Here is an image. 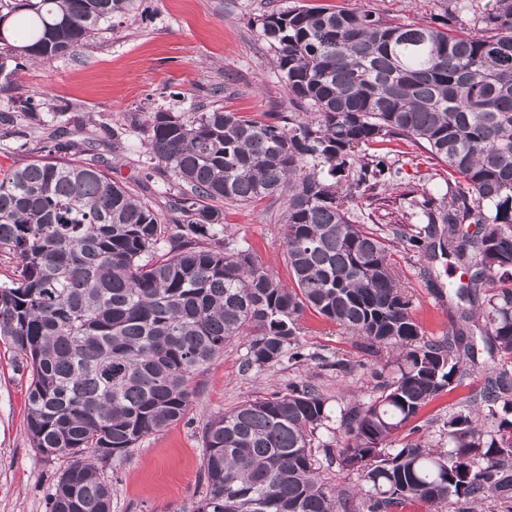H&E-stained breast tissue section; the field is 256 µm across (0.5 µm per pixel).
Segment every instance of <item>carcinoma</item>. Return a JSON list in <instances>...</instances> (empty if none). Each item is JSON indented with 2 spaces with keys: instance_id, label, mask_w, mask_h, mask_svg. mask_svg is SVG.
<instances>
[{
  "instance_id": "obj_1",
  "label": "carcinoma",
  "mask_w": 512,
  "mask_h": 512,
  "mask_svg": "<svg viewBox=\"0 0 512 512\" xmlns=\"http://www.w3.org/2000/svg\"><path fill=\"white\" fill-rule=\"evenodd\" d=\"M21 6L26 41L6 30L0 44L48 61L134 0H0V21ZM256 23L301 111L136 114L131 126L165 163L169 223L75 157L49 153L0 178V257L18 259L0 284V338L30 366L36 454L72 459L47 512H110L101 465L181 420L201 368L232 340L247 337L249 368L303 361L308 310L367 355L400 352L393 370L374 371L367 399L346 405L292 383L210 416L207 490L194 512H403L412 502L512 512V0L482 8L476 32L297 6ZM38 109L20 95L0 122L34 124ZM399 142L441 163L444 187L404 182L391 159ZM267 198L283 210L287 285L224 230V205ZM364 199L368 224L345 206ZM400 243L451 257L468 276L437 340L423 338L401 289L391 262ZM475 309L502 367L456 402L448 447L396 444L420 431L434 399L463 386ZM479 400L482 421L471 411ZM318 452L354 490L327 486Z\"/></svg>"
}]
</instances>
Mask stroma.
<instances>
[{"instance_id": "35a3bbf8", "label": "stroma", "mask_w": 512, "mask_h": 512, "mask_svg": "<svg viewBox=\"0 0 512 512\" xmlns=\"http://www.w3.org/2000/svg\"><path fill=\"white\" fill-rule=\"evenodd\" d=\"M133 12L112 19L111 30L97 35L71 55L36 62L10 57V87L0 90V113L14 97L40 101L39 128L0 126V175L55 149L53 130L77 157L95 160L113 182L163 204L164 166L151 159L144 132H130L137 112H190L213 105L251 118L288 107L284 81L273 62L274 51L260 35L259 16L287 6L369 10L401 23L445 18L450 0H135ZM227 231L248 242L257 260L288 281L281 212L269 201L224 208ZM394 257L415 301L414 314L426 337L444 335L456 314L461 271L449 260H428L398 246ZM432 270L424 279L423 267ZM301 342L313 361L245 369V339L234 340L224 355L205 366L194 383L185 417L146 437L127 454L112 458L105 475L112 483L111 512H192L207 485L201 472L202 429L207 418L231 411L245 401L306 380L327 397L347 403L366 397L373 365H390L397 354L372 357L351 344L344 330L308 313ZM474 358H462L463 387L435 399L422 413L423 440L437 444L454 403L479 390L498 364V354L475 337ZM341 355L355 360L351 374L337 373L327 360ZM29 373L17 353L0 341V512H47L46 497L59 458L47 463L31 446L26 429Z\"/></svg>"}]
</instances>
